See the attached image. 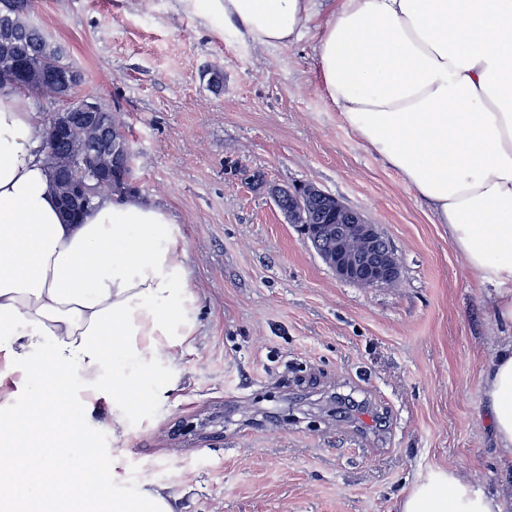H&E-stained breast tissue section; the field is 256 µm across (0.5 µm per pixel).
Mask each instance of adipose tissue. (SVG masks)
Masks as SVG:
<instances>
[{"label": "adipose tissue", "mask_w": 512, "mask_h": 512, "mask_svg": "<svg viewBox=\"0 0 512 512\" xmlns=\"http://www.w3.org/2000/svg\"><path fill=\"white\" fill-rule=\"evenodd\" d=\"M259 43L284 44L317 24L325 90L368 149L431 207L480 284L496 288L504 330L483 377L495 440L512 463V0H203ZM45 126L20 94L0 93V456L15 478L0 512L34 495L64 503L84 485L72 437L112 403V437L127 433V365L152 366L190 343L197 296L181 230L137 196L106 199L78 224L61 216L44 163ZM55 445L33 460L21 433ZM112 512H173L168 486L117 490ZM399 512H502L501 494L456 474L416 484Z\"/></svg>", "instance_id": "adipose-tissue-1"}]
</instances>
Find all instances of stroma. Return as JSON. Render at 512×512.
Listing matches in <instances>:
<instances>
[{
	"label": "stroma",
	"instance_id": "stroma-1",
	"mask_svg": "<svg viewBox=\"0 0 512 512\" xmlns=\"http://www.w3.org/2000/svg\"><path fill=\"white\" fill-rule=\"evenodd\" d=\"M32 23L120 109L140 195L183 234L197 330L112 439L100 403L71 458L126 459V486L175 512H397L460 472L504 492L483 370L498 344L481 287L415 190L356 137L321 80L317 27L262 46L201 0H37ZM223 82L210 83L213 71ZM313 183L393 244L397 283L336 279L246 173Z\"/></svg>",
	"mask_w": 512,
	"mask_h": 512
}]
</instances>
